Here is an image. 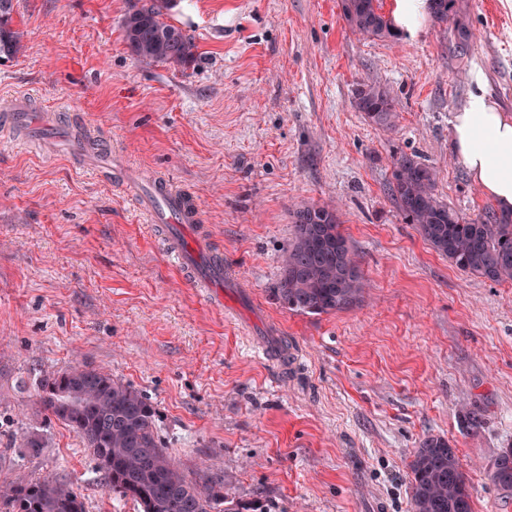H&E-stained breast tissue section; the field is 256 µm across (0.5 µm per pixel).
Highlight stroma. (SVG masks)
I'll return each instance as SVG.
<instances>
[{
    "instance_id": "obj_1",
    "label": "stroma",
    "mask_w": 512,
    "mask_h": 512,
    "mask_svg": "<svg viewBox=\"0 0 512 512\" xmlns=\"http://www.w3.org/2000/svg\"><path fill=\"white\" fill-rule=\"evenodd\" d=\"M469 54L424 18L392 43L352 34L340 0H177L197 60L139 63L124 0H14L21 48L0 60V107L53 116L0 148V488L73 486L85 512H141L38 404L34 382L76 363L141 390L188 480L266 512H412L410 462L446 437L472 512H512L489 468L512 446V281L461 271L388 192L413 153L466 219L493 202L456 157L451 119L477 87L512 113V0H459ZM377 81L395 130L353 106ZM91 133L107 166L71 144ZM188 192L224 254V301L193 288L129 177ZM336 205L366 280L349 310L302 315L273 296L290 211ZM265 344L266 355L255 351ZM479 426H471V415ZM47 446L23 455L24 431Z\"/></svg>"
}]
</instances>
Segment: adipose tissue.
<instances>
[{
	"label": "adipose tissue",
	"instance_id": "adipose-tissue-1",
	"mask_svg": "<svg viewBox=\"0 0 512 512\" xmlns=\"http://www.w3.org/2000/svg\"><path fill=\"white\" fill-rule=\"evenodd\" d=\"M451 125L454 152L472 181L498 207L512 208V113L478 93Z\"/></svg>",
	"mask_w": 512,
	"mask_h": 512
}]
</instances>
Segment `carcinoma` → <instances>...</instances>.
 I'll list each match as a JSON object with an SVG mask.
<instances>
[{"label":"carcinoma","instance_id":"obj_1","mask_svg":"<svg viewBox=\"0 0 512 512\" xmlns=\"http://www.w3.org/2000/svg\"><path fill=\"white\" fill-rule=\"evenodd\" d=\"M175 0H128L121 25L132 54L141 62L173 67L196 59L193 38L165 16ZM13 0H0V59L14 55L19 35L12 27ZM438 25L453 21V52L465 55L473 33L458 0H430ZM341 18L355 35L399 40L379 0H341ZM354 105L369 122L395 127L397 101L371 82L357 88ZM437 171L415 156L393 161L389 192L408 224L459 270L499 282L512 280V209H490L466 220L435 193ZM292 237L283 250L273 288L290 311L321 315L357 303L364 277L349 239L340 230L336 209L300 205L290 212ZM38 403L69 427L87 448L113 493L131 498L141 512H257L224 493L221 480L199 486L188 481L158 441L156 412L138 389L112 374L73 365L36 380ZM20 447L32 456L46 447L36 430L26 431ZM410 469L413 512H471V492L455 448L444 437L423 440ZM0 512H84L70 484L58 479H20L0 491Z\"/></svg>","mask_w":512,"mask_h":512}]
</instances>
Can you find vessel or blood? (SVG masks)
Returning a JSON list of instances; mask_svg holds the SVG:
<instances>
[{
	"label": "vessel or blood",
	"mask_w": 512,
	"mask_h": 512,
	"mask_svg": "<svg viewBox=\"0 0 512 512\" xmlns=\"http://www.w3.org/2000/svg\"><path fill=\"white\" fill-rule=\"evenodd\" d=\"M0 114L6 126L18 135H25L32 127L33 116L26 100H13ZM148 195L147 209L154 223L163 225L167 233L169 261L181 273L190 275L193 287L211 299L223 301L224 261L198 224L196 202L163 181L152 182Z\"/></svg>",
	"instance_id": "b4317fda"
}]
</instances>
